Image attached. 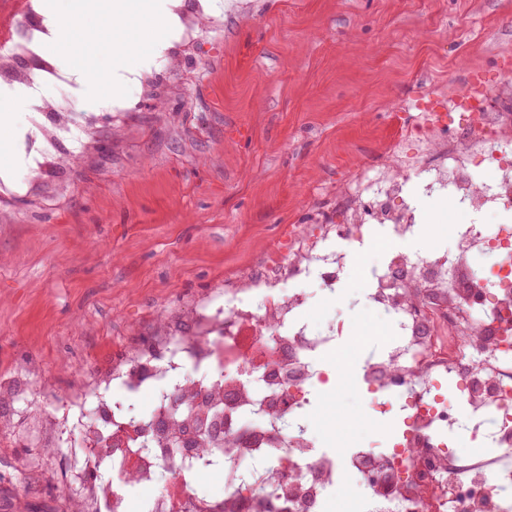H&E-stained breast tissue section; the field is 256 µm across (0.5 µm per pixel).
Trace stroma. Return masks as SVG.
Listing matches in <instances>:
<instances>
[{
	"label": "stroma",
	"instance_id": "35a3bbf8",
	"mask_svg": "<svg viewBox=\"0 0 512 512\" xmlns=\"http://www.w3.org/2000/svg\"><path fill=\"white\" fill-rule=\"evenodd\" d=\"M155 57L153 85L99 83L97 146L63 147L56 170L0 220V376L38 369L22 416L64 414L70 376L126 353L155 321L222 291L313 209L390 160L406 124L448 98L502 110L512 0H248L217 10L193 45ZM348 276L329 317L386 336ZM56 455L0 436V512H48L38 477Z\"/></svg>",
	"mask_w": 512,
	"mask_h": 512
}]
</instances>
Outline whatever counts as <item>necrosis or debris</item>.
Masks as SVG:
<instances>
[{
	"label": "necrosis or debris",
	"mask_w": 512,
	"mask_h": 512,
	"mask_svg": "<svg viewBox=\"0 0 512 512\" xmlns=\"http://www.w3.org/2000/svg\"><path fill=\"white\" fill-rule=\"evenodd\" d=\"M48 26L41 0H0V89L72 84L58 60L43 53ZM32 58L23 68L17 56ZM71 98L43 99L29 113L21 176L0 191L20 196L58 162L62 142L87 151L94 117L73 119ZM464 137L415 125L412 161L380 165L342 190L335 209L315 210V230L288 234L262 265L225 281L224 298L185 306L160 319L132 355L76 378L68 401L74 451L85 478L70 512H129L130 491L145 492L150 512H324L348 476L363 484L364 512H512L503 494L512 473L498 468L512 450V114L473 112ZM453 199L470 221L449 227L447 247L404 251L422 212L415 194ZM493 218L492 232L477 222ZM392 246L362 290L369 306L394 321L383 351L365 359L358 386L363 415L399 408L404 429L389 452L343 451L325 444L306 415L309 395L327 384L320 366L348 332L345 320L315 326L303 314L311 284L335 298L368 231ZM489 254V269L477 254ZM31 375L0 377V434L17 432L10 411ZM454 395H447V384ZM151 395L149 410L126 413L118 399ZM179 395L196 418L221 415L224 492L195 489L202 465L178 429L154 434L166 400ZM492 420L494 432L484 422ZM465 421L469 438L493 448H449L446 431Z\"/></svg>",
	"instance_id": "1"
}]
</instances>
